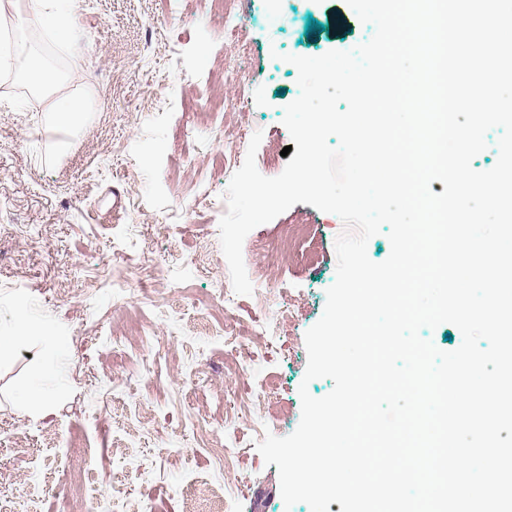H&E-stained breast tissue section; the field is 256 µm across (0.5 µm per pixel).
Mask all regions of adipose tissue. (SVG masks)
<instances>
[{"mask_svg":"<svg viewBox=\"0 0 512 512\" xmlns=\"http://www.w3.org/2000/svg\"><path fill=\"white\" fill-rule=\"evenodd\" d=\"M73 0H24L23 12L15 27L19 31L43 27L45 23L60 19L70 21ZM25 79L33 88L48 93V126L77 133L88 122L92 110V94L85 89L68 88V80L48 65H31ZM46 321L18 309L6 335L0 336V359L29 343L46 330Z\"/></svg>","mask_w":512,"mask_h":512,"instance_id":"ef3b65f1","label":"adipose tissue"}]
</instances>
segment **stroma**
I'll use <instances>...</instances> for the list:
<instances>
[{"label": "stroma", "instance_id": "stroma-1", "mask_svg": "<svg viewBox=\"0 0 512 512\" xmlns=\"http://www.w3.org/2000/svg\"><path fill=\"white\" fill-rule=\"evenodd\" d=\"M270 7L239 0L231 40L198 0H76L67 38L47 26L34 45L95 92L59 160L43 100L0 72V328L22 301L65 339L43 374L50 413L0 404V512H88L117 489L129 512H310L285 506L278 469L255 444L299 423L304 334L323 313L344 224L298 203L258 226L243 244L254 293L236 294L219 240L233 175L224 152L245 157L238 132L259 131V172L271 156L283 171L298 70L272 51L349 50L374 27L345 0H279L288 22L274 30ZM311 20L323 31L307 32ZM214 70L229 98L243 77L246 101L201 110ZM284 224L309 234L275 258ZM50 347L18 349L0 363V384L18 386ZM216 444L235 451L233 469L218 466Z\"/></svg>", "mask_w": 512, "mask_h": 512}]
</instances>
